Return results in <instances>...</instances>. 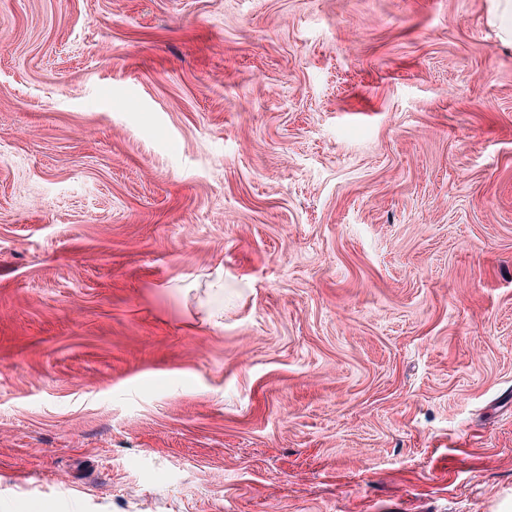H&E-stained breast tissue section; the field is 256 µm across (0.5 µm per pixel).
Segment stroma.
Here are the masks:
<instances>
[{"label":"stroma","instance_id":"1","mask_svg":"<svg viewBox=\"0 0 512 512\" xmlns=\"http://www.w3.org/2000/svg\"><path fill=\"white\" fill-rule=\"evenodd\" d=\"M0 512H512L487 0H0Z\"/></svg>","mask_w":512,"mask_h":512}]
</instances>
